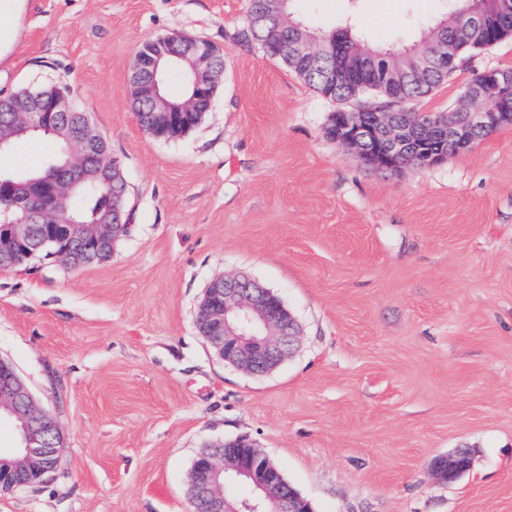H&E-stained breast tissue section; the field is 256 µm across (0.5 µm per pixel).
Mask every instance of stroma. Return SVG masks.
<instances>
[{"label":"stroma","instance_id":"obj_1","mask_svg":"<svg viewBox=\"0 0 512 512\" xmlns=\"http://www.w3.org/2000/svg\"><path fill=\"white\" fill-rule=\"evenodd\" d=\"M323 32L350 18L406 45L443 0H294ZM248 0H23L0 94L65 84L127 180L108 262L37 255L0 269V359L64 435L46 483L0 512H190L195 457L245 436L314 512H512V126L431 167L383 172L327 137L338 105L232 39ZM223 46L211 108L187 135L132 109L139 45ZM512 68V40L465 55L412 102L457 108L474 73ZM244 275L300 327L252 375L195 326L207 286ZM459 448L455 482L433 472ZM472 465L471 454L467 449H457L435 462L434 469L443 480L453 482L468 472Z\"/></svg>","mask_w":512,"mask_h":512}]
</instances>
